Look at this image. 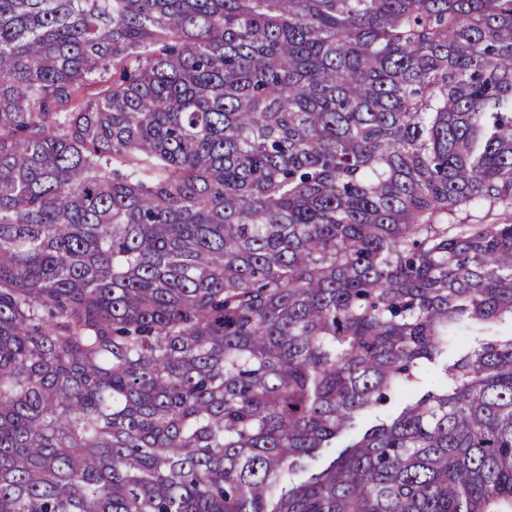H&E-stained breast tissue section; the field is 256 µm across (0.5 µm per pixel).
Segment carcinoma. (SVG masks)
<instances>
[{
  "label": "carcinoma",
  "instance_id": "1",
  "mask_svg": "<svg viewBox=\"0 0 512 512\" xmlns=\"http://www.w3.org/2000/svg\"><path fill=\"white\" fill-rule=\"evenodd\" d=\"M504 323L512 0H0V512H512Z\"/></svg>",
  "mask_w": 512,
  "mask_h": 512
}]
</instances>
